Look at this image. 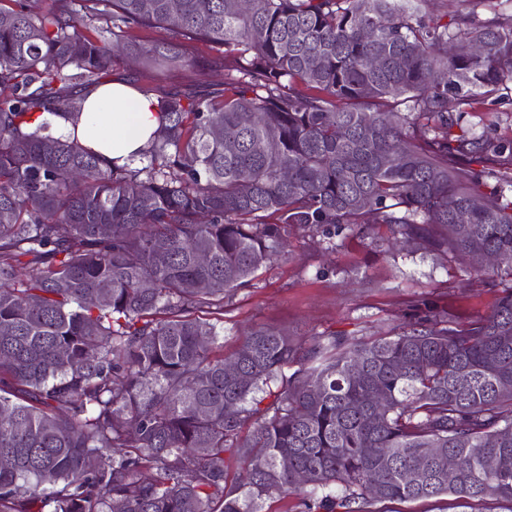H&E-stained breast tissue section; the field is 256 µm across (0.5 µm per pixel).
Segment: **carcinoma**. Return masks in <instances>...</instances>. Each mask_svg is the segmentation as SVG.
<instances>
[{
	"mask_svg": "<svg viewBox=\"0 0 512 512\" xmlns=\"http://www.w3.org/2000/svg\"><path fill=\"white\" fill-rule=\"evenodd\" d=\"M200 2L0 0V512H261L288 492L304 512L512 506V285L467 321L412 300L384 336L260 326L216 346L224 299L290 225L380 224L489 288L481 253L512 276V139L461 125L512 102V13ZM134 28L170 35L134 47L147 67H194L197 41L229 62L220 87L159 100L147 165L31 126L72 115ZM384 511L399 512H470V508L461 507L452 496H444L440 500L418 501L412 503H393L385 505Z\"/></svg>",
	"mask_w": 512,
	"mask_h": 512,
	"instance_id": "obj_1",
	"label": "carcinoma"
}]
</instances>
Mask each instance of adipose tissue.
Segmentation results:
<instances>
[{"instance_id":"1","label":"adipose tissue","mask_w":512,"mask_h":512,"mask_svg":"<svg viewBox=\"0 0 512 512\" xmlns=\"http://www.w3.org/2000/svg\"><path fill=\"white\" fill-rule=\"evenodd\" d=\"M158 127L156 99L115 77L84 91L74 116L53 117L51 133L123 166L147 149Z\"/></svg>"}]
</instances>
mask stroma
<instances>
[{
	"instance_id": "stroma-1",
	"label": "stroma",
	"mask_w": 512,
	"mask_h": 512,
	"mask_svg": "<svg viewBox=\"0 0 512 512\" xmlns=\"http://www.w3.org/2000/svg\"><path fill=\"white\" fill-rule=\"evenodd\" d=\"M193 70L149 68L124 58L114 68L130 84L153 96L174 87L218 81L210 68L215 45H195ZM288 250L260 269L247 287L224 302L219 343L232 353L241 332L252 326L288 330L306 340L327 331L377 336L402 323L411 300H424L459 318L483 315L494 307L512 276L499 273L498 287L467 282L462 267L442 256L392 246L386 228L371 235L351 231L320 239L296 226L286 230Z\"/></svg>"
}]
</instances>
